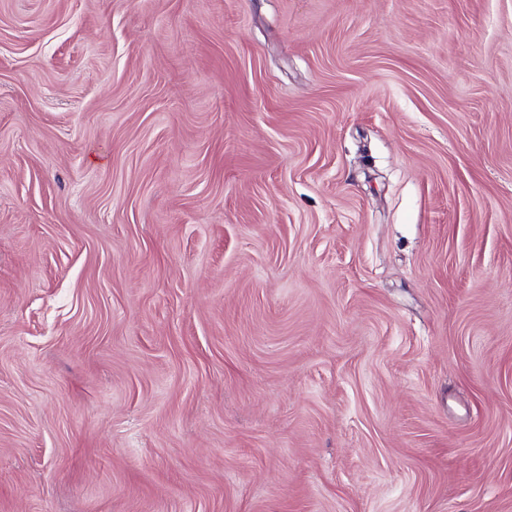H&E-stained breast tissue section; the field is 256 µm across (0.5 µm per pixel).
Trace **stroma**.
Instances as JSON below:
<instances>
[{
	"label": "stroma",
	"mask_w": 512,
	"mask_h": 512,
	"mask_svg": "<svg viewBox=\"0 0 512 512\" xmlns=\"http://www.w3.org/2000/svg\"><path fill=\"white\" fill-rule=\"evenodd\" d=\"M0 512H512V0H0Z\"/></svg>",
	"instance_id": "obj_1"
}]
</instances>
